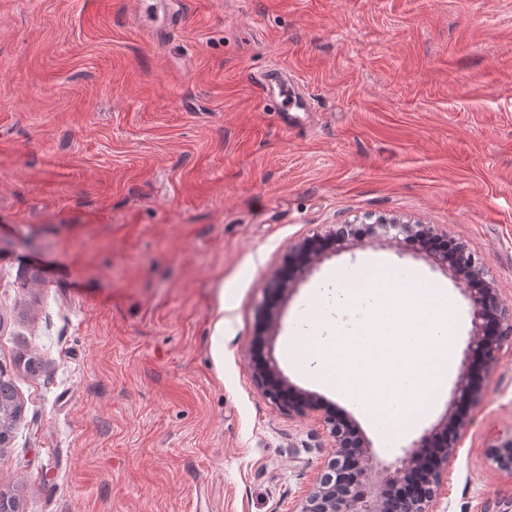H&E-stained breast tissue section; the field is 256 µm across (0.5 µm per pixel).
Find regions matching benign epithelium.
I'll list each match as a JSON object with an SVG mask.
<instances>
[{"mask_svg":"<svg viewBox=\"0 0 512 512\" xmlns=\"http://www.w3.org/2000/svg\"><path fill=\"white\" fill-rule=\"evenodd\" d=\"M367 231L373 238L384 237L391 244L411 247L418 246L415 237L421 233L438 235L429 224L383 221L368 225ZM309 248L306 243L288 253V267L294 269L295 278L272 280L269 293L287 292L294 279L310 271L320 255H305ZM426 253L433 264L449 270L469 301L472 328L458 368L455 391L460 400L477 403L482 393L470 378L471 363L480 364L488 374L495 372L503 344L512 341V311L501 304L486 267L476 262L465 246H456L451 254L429 249ZM253 379L260 394L283 412L306 415L320 411L314 395L297 393L288 385L271 356L254 364ZM446 419L456 427L455 434L440 444L435 443L433 436L424 434L396 463L385 465L368 451L360 437L349 436L345 422L334 415L323 416L333 452L295 512H434L444 476L459 448L460 431L468 425L467 418L452 405L448 406ZM489 460L497 468L512 473V440L492 448Z\"/></svg>","mask_w":512,"mask_h":512,"instance_id":"1","label":"benign epithelium"}]
</instances>
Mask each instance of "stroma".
<instances>
[{
  "label": "stroma",
  "instance_id": "stroma-1",
  "mask_svg": "<svg viewBox=\"0 0 512 512\" xmlns=\"http://www.w3.org/2000/svg\"><path fill=\"white\" fill-rule=\"evenodd\" d=\"M155 11L0 0V366L24 407L0 492L23 512H295L331 455L322 413L390 463L443 433L456 399L446 380L388 444L293 365L316 297L323 335L356 326L337 270L446 289L456 353L471 317L424 252L369 237L272 297L289 250L336 224H431L512 308V0H186L176 26ZM276 67L309 98L306 126L256 92ZM268 353L321 412L256 390ZM511 438L507 343L435 512H504L512 474L488 452Z\"/></svg>",
  "mask_w": 512,
  "mask_h": 512
}]
</instances>
